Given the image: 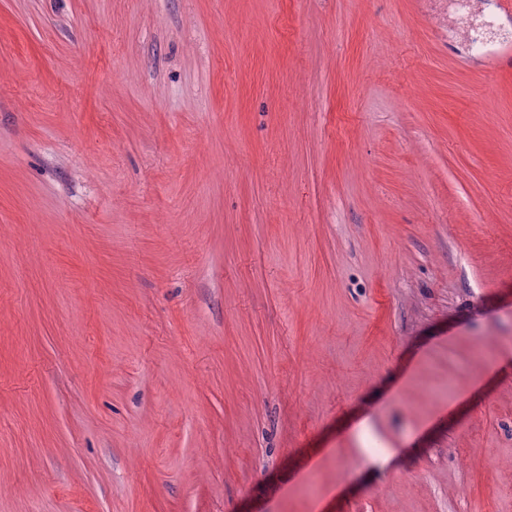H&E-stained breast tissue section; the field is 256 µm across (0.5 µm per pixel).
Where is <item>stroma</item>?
<instances>
[{"mask_svg":"<svg viewBox=\"0 0 512 512\" xmlns=\"http://www.w3.org/2000/svg\"><path fill=\"white\" fill-rule=\"evenodd\" d=\"M509 53L499 0H0V512H512Z\"/></svg>","mask_w":512,"mask_h":512,"instance_id":"stroma-1","label":"stroma"}]
</instances>
